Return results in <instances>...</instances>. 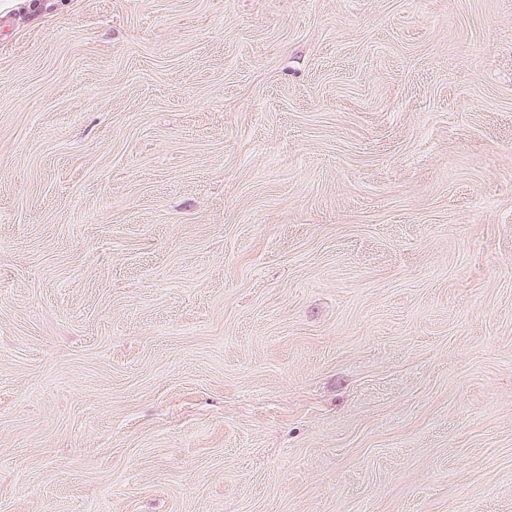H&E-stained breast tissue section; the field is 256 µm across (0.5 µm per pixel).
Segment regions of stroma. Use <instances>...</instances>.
<instances>
[{
    "instance_id": "1",
    "label": "stroma",
    "mask_w": 512,
    "mask_h": 512,
    "mask_svg": "<svg viewBox=\"0 0 512 512\" xmlns=\"http://www.w3.org/2000/svg\"><path fill=\"white\" fill-rule=\"evenodd\" d=\"M0 512H512V0L0 12Z\"/></svg>"
}]
</instances>
